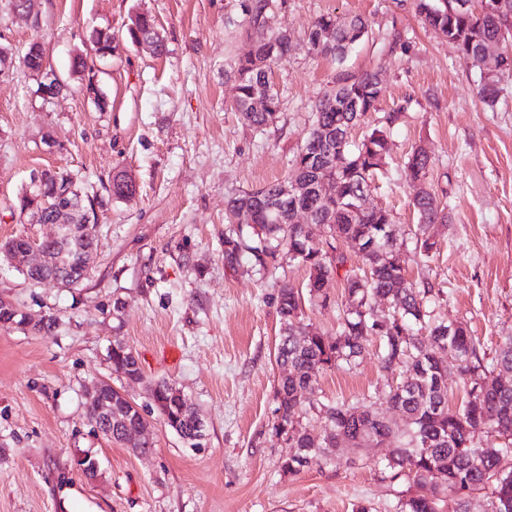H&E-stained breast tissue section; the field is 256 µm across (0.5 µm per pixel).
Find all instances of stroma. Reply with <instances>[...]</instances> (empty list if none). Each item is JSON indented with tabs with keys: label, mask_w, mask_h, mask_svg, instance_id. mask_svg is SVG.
Wrapping results in <instances>:
<instances>
[{
	"label": "stroma",
	"mask_w": 512,
	"mask_h": 512,
	"mask_svg": "<svg viewBox=\"0 0 512 512\" xmlns=\"http://www.w3.org/2000/svg\"><path fill=\"white\" fill-rule=\"evenodd\" d=\"M35 2L36 28L0 4V42L14 57L0 76V240L55 233L20 209L32 174L49 169L73 175L91 200L97 253L92 275L70 290L31 283L0 254V297L32 320L59 319L46 334L0 326V512H352L362 501L393 512L407 484L383 481L376 467L393 441L334 448L298 475L281 472L294 448L272 433L276 297L281 282L302 284L307 272L288 262L250 276L227 268L226 202L286 177L339 78L382 68L385 94L369 121L396 109L404 117L370 200L396 215L406 277L437 289V319L466 324L495 353L512 335V76L500 77L487 106L479 73L425 28L413 0H266L269 26L288 28L293 48L273 68L279 117L259 132L234 105L233 68L254 35L242 0ZM139 12L158 20L163 55L130 42ZM324 14L369 24L344 61L308 50L306 31ZM96 29L112 34L111 54L94 61L100 105L71 75ZM35 39L71 85L48 102L21 62ZM418 146L449 215L434 225L437 247L421 264L406 169ZM118 169L136 182L132 199L108 190ZM116 338L138 355L141 379L113 377L105 354ZM377 351L370 345L359 365L320 373L312 400L359 406L401 384L402 370L383 371ZM103 380L141 408L150 385L175 383L205 420L200 447L155 413L149 453L112 443L87 414L86 395ZM84 454L98 459L97 479L77 468Z\"/></svg>",
	"instance_id": "1"
}]
</instances>
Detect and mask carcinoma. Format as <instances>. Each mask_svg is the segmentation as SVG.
I'll return each instance as SVG.
<instances>
[{
	"instance_id": "1",
	"label": "carcinoma",
	"mask_w": 512,
	"mask_h": 512,
	"mask_svg": "<svg viewBox=\"0 0 512 512\" xmlns=\"http://www.w3.org/2000/svg\"><path fill=\"white\" fill-rule=\"evenodd\" d=\"M467 2L462 10H450L443 0H414V9L425 27L456 43L467 66L479 69L485 47L497 36L503 21L512 16V0H503V11L490 6L497 0H478L476 6L473 0ZM264 7L263 0H251L247 6L257 38L253 50L236 62L233 71L235 107L245 124L256 131L278 118L280 97L270 80L271 66L292 50L290 38L281 31H264ZM127 35L134 45L151 44L156 54L164 50L158 26L148 14L135 15ZM367 35L368 24L360 16L321 15L307 31V45L317 55L340 61ZM43 59L39 43L33 41L22 63L34 75ZM383 94L381 71H365L343 79L317 107L306 143L318 147L294 156L289 177L307 184L322 177L335 180L333 195L315 194L301 201L311 213V223L292 222L293 202L281 195V181L242 191L227 201L228 222L240 228L224 235V264L247 273L257 267L275 269L288 259L304 267L308 275L302 287L282 283L277 297L280 329L275 361L282 375L274 387L272 430L298 448L297 453L282 460L281 471L294 476L304 470L309 458L329 448L345 443L368 448L394 436L397 446L379 466L389 480L403 478L409 485L407 494L398 496L395 512H467L469 498L476 491L484 493L487 512H512V472L499 469L500 456L512 453V335L503 337L495 356L489 359L467 327L433 319L429 304L434 288L408 281L398 261V225L393 213L377 206L368 211L351 210L368 180L385 170L389 130L402 112L388 113L385 124L369 129L357 142L344 143L342 138L378 109ZM430 163L427 153L415 149L407 162L411 178L427 176ZM72 186L73 177L49 171L40 188L26 190L21 209L39 206L42 199ZM109 190L113 199L127 200L135 194V181L118 171L112 175ZM412 206L419 221L415 251L423 260L431 256L436 245L430 228L447 223L448 215L437 206L427 187L416 193ZM322 226L328 228L334 241L360 256L363 266L342 273L346 258L336 246L331 244L327 250L311 247L310 236ZM40 246L51 255L66 250L68 262L29 266L24 276L30 281L71 287L88 279L91 268L87 253L94 248L95 239L82 221L72 224L69 238L45 239ZM27 248L23 237L0 242V251L9 255L22 254ZM340 275L346 303L336 333L324 334L304 323V306L307 302L329 305L322 286ZM382 297L390 305L386 314L375 308ZM373 338L379 342L381 367L390 370L401 366L407 373L403 383L383 396L405 418V429L396 433L370 402L361 406L323 404L318 410L322 430L311 431L298 411L305 394L313 391L316 376L356 363ZM450 358L465 393L455 408L448 406ZM107 360L112 373L119 377H142L138 358L119 338L112 340ZM104 391L112 396V414L99 411L93 402L87 404L98 431L140 454L149 452L152 442L141 430L144 417L118 389L109 385ZM178 391L172 383L160 381L152 390V402L165 424L195 448L204 437L198 429L201 414L180 401Z\"/></svg>"
}]
</instances>
